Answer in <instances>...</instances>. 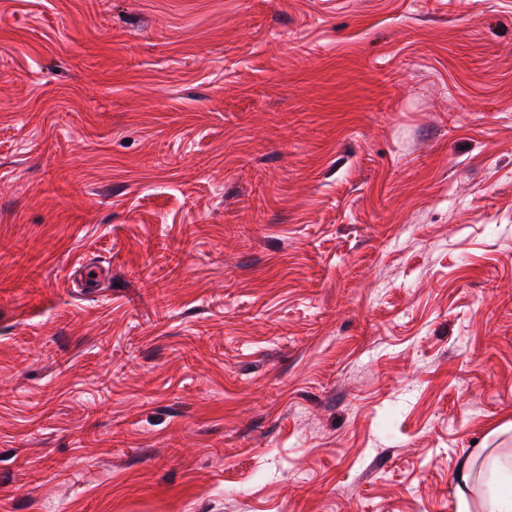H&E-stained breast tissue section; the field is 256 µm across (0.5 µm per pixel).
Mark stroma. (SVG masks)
<instances>
[{"instance_id":"obj_1","label":"stroma","mask_w":512,"mask_h":512,"mask_svg":"<svg viewBox=\"0 0 512 512\" xmlns=\"http://www.w3.org/2000/svg\"><path fill=\"white\" fill-rule=\"evenodd\" d=\"M511 421L512 0H0V512H455ZM456 512H472L473 466L470 460L464 461L455 476Z\"/></svg>"}]
</instances>
